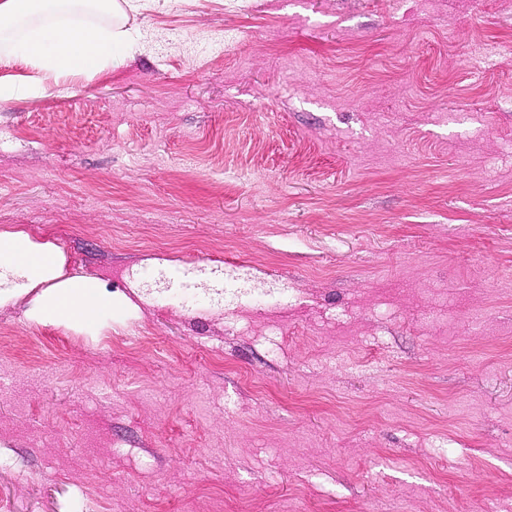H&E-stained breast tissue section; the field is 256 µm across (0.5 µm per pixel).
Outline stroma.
<instances>
[{
    "instance_id": "1",
    "label": "stroma",
    "mask_w": 512,
    "mask_h": 512,
    "mask_svg": "<svg viewBox=\"0 0 512 512\" xmlns=\"http://www.w3.org/2000/svg\"><path fill=\"white\" fill-rule=\"evenodd\" d=\"M0 100V512H512V0H151ZM0 274L24 278L32 285L50 283L40 304L31 312L36 322L78 320L93 327L102 316H112L111 292L92 278L73 277L55 282L61 276L59 257L23 231L0 233Z\"/></svg>"
}]
</instances>
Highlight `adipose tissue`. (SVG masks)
<instances>
[{
    "mask_svg": "<svg viewBox=\"0 0 512 512\" xmlns=\"http://www.w3.org/2000/svg\"><path fill=\"white\" fill-rule=\"evenodd\" d=\"M112 14L113 26H80L67 21L65 9ZM140 0H0V59L13 46L14 24H24L22 58L43 77L91 73L115 65L131 47L122 26L128 12L138 11ZM0 274L15 275L46 290L31 317L37 322L79 321L92 327L112 312V294L97 280L61 279L60 259L46 245L22 231L0 233Z\"/></svg>",
    "mask_w": 512,
    "mask_h": 512,
    "instance_id": "1",
    "label": "adipose tissue"
}]
</instances>
